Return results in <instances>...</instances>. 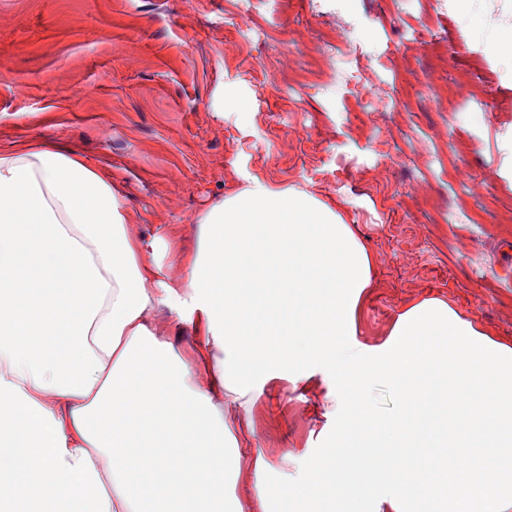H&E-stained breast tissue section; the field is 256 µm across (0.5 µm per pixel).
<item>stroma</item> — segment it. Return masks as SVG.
<instances>
[{
  "mask_svg": "<svg viewBox=\"0 0 512 512\" xmlns=\"http://www.w3.org/2000/svg\"><path fill=\"white\" fill-rule=\"evenodd\" d=\"M333 8L351 39L321 0H0V146L49 141L102 171L165 281L205 261L196 219L230 192L302 191L373 259L358 343L436 297L512 346V0ZM359 67L371 82H346ZM463 74L469 95L433 100ZM307 371L229 407L224 438L256 437L266 480L302 488L336 440V372Z\"/></svg>",
  "mask_w": 512,
  "mask_h": 512,
  "instance_id": "obj_1",
  "label": "stroma"
}]
</instances>
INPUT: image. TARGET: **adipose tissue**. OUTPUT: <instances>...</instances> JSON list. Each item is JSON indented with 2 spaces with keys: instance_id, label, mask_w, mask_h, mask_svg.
Here are the masks:
<instances>
[{
  "instance_id": "adipose-tissue-1",
  "label": "adipose tissue",
  "mask_w": 512,
  "mask_h": 512,
  "mask_svg": "<svg viewBox=\"0 0 512 512\" xmlns=\"http://www.w3.org/2000/svg\"><path fill=\"white\" fill-rule=\"evenodd\" d=\"M205 264L156 279L148 244L82 156L0 148V512H284L294 488L229 498L241 454L225 404L277 370L336 367L353 409L315 461L302 512H512V346L445 300H420L360 346L371 258L330 205L252 181L202 216ZM204 318L217 370L155 326ZM400 397L392 417L369 385ZM366 399L372 409L379 415L392 416L399 412L400 397L395 390L381 382L368 388Z\"/></svg>"
}]
</instances>
